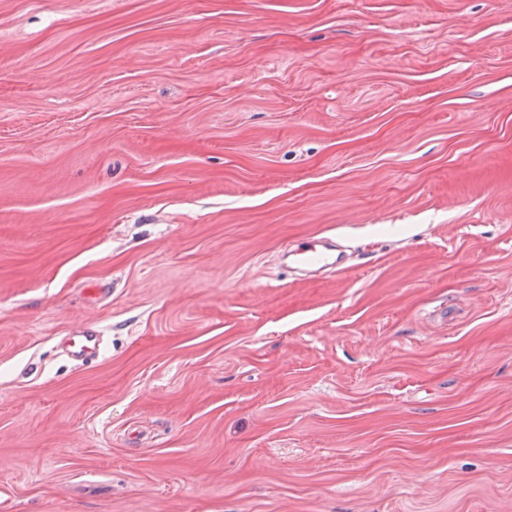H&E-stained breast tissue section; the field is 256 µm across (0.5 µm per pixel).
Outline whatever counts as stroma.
Returning <instances> with one entry per match:
<instances>
[{
    "mask_svg": "<svg viewBox=\"0 0 512 512\" xmlns=\"http://www.w3.org/2000/svg\"><path fill=\"white\" fill-rule=\"evenodd\" d=\"M0 512H512V0H0ZM291 252L303 264L320 265L323 268H335L337 265L336 258L326 251L323 238L311 236L302 239ZM101 344V338L96 330L85 329L66 341L65 350L74 360L85 364L98 358Z\"/></svg>",
    "mask_w": 512,
    "mask_h": 512,
    "instance_id": "stroma-1",
    "label": "stroma"
}]
</instances>
